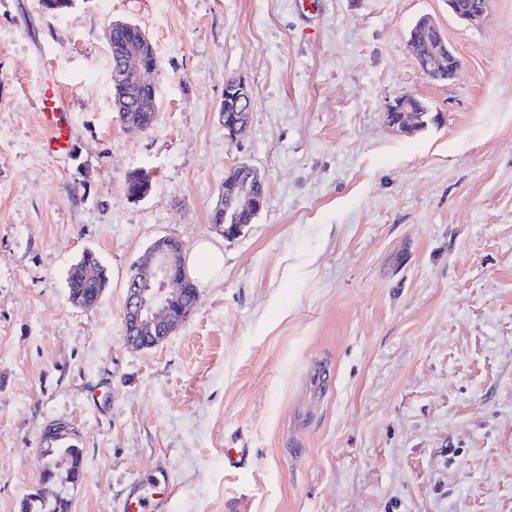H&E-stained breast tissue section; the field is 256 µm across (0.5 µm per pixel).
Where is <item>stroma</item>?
Wrapping results in <instances>:
<instances>
[{
    "mask_svg": "<svg viewBox=\"0 0 512 512\" xmlns=\"http://www.w3.org/2000/svg\"><path fill=\"white\" fill-rule=\"evenodd\" d=\"M319 2L0 0V512L38 488L55 420L83 450L70 512H123L161 465L170 512H512V0L481 27L448 0ZM423 15L461 60L450 81L407 46ZM114 19L158 57L147 132L112 110ZM47 73L64 155L42 148ZM230 78L252 93L238 144ZM403 93L438 123L393 132ZM241 161L267 202L228 240L211 215ZM163 236L209 240L224 273L135 350L126 283ZM86 249L109 276L88 310L66 286ZM228 448L251 468L225 470Z\"/></svg>",
    "mask_w": 512,
    "mask_h": 512,
    "instance_id": "1",
    "label": "stroma"
}]
</instances>
